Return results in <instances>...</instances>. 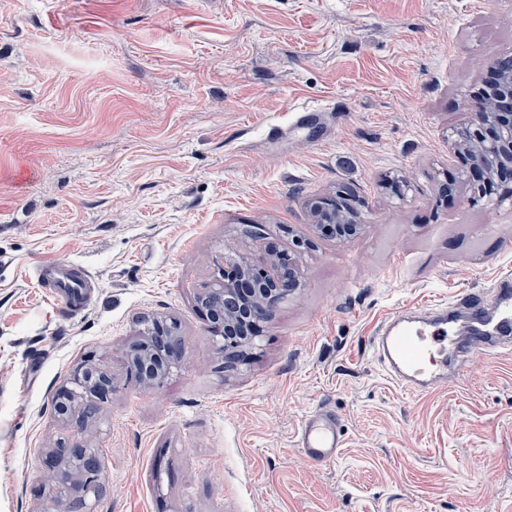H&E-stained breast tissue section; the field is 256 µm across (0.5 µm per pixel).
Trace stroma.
Listing matches in <instances>:
<instances>
[{
    "mask_svg": "<svg viewBox=\"0 0 512 512\" xmlns=\"http://www.w3.org/2000/svg\"><path fill=\"white\" fill-rule=\"evenodd\" d=\"M509 54L512 0H0V512H54L51 394L88 358L115 384L83 435L93 512H512V350L411 394L371 347L512 273V194L474 199L452 150ZM341 184L344 240L305 208ZM270 242L303 286L225 366L197 292ZM53 259L94 275L86 310L31 279ZM145 314L185 343L149 390L123 357ZM319 406L346 439L326 466L295 446Z\"/></svg>",
    "mask_w": 512,
    "mask_h": 512,
    "instance_id": "stroma-1",
    "label": "stroma"
}]
</instances>
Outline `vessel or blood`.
<instances>
[{
    "label": "vessel or blood",
    "mask_w": 512,
    "mask_h": 512,
    "mask_svg": "<svg viewBox=\"0 0 512 512\" xmlns=\"http://www.w3.org/2000/svg\"><path fill=\"white\" fill-rule=\"evenodd\" d=\"M36 281L48 287L63 313L77 311L88 299L89 273L70 260L40 262ZM512 344V275L501 276L486 303L461 298L423 310L400 309L384 321L372 341L386 373L411 391L430 392L448 381V354L468 356L480 348ZM297 445L315 465L334 463L344 438L335 414L320 407L302 420Z\"/></svg>",
    "instance_id": "vessel-or-blood-1"
}]
</instances>
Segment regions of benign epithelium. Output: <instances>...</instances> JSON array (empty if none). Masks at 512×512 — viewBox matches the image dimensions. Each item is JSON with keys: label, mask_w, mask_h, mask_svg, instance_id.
<instances>
[{"label": "benign epithelium", "mask_w": 512, "mask_h": 512, "mask_svg": "<svg viewBox=\"0 0 512 512\" xmlns=\"http://www.w3.org/2000/svg\"><path fill=\"white\" fill-rule=\"evenodd\" d=\"M493 81L477 89L479 110L454 141V154L461 158L472 178L473 195H488L495 184L512 180V55L496 59L490 66ZM306 208L315 230L337 226L344 235L355 234L361 224L354 206V189L342 185L329 197H312ZM302 282L291 255L270 245L266 267L255 268L247 257L224 256L220 279L199 289L197 300L207 312L208 330L215 338L218 353L227 363L243 360V350L255 344V325L272 316L275 305L295 294ZM142 339L125 351L130 382L140 389L160 384L183 355V339L176 334V321L161 316L142 318ZM112 375L86 363L65 379L52 396L55 414L71 421L74 438L65 445L47 450L43 466L58 473L68 460L78 462L74 474L99 478L103 465L99 454L82 439L92 424L99 402L112 392Z\"/></svg>", "instance_id": "obj_1"}]
</instances>
